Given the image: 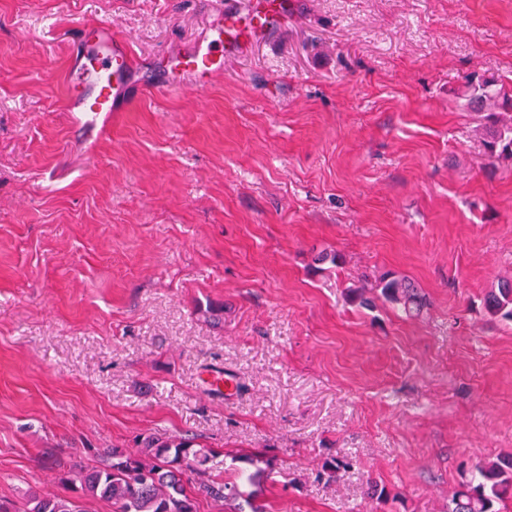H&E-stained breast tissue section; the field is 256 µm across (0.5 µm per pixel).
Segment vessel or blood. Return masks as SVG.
<instances>
[{
  "mask_svg": "<svg viewBox=\"0 0 512 512\" xmlns=\"http://www.w3.org/2000/svg\"><path fill=\"white\" fill-rule=\"evenodd\" d=\"M293 7V0H248L243 6L236 0H209L205 36L170 54L155 74L141 79L142 89L162 96L187 86L206 89L223 73L225 57L266 38ZM71 42L69 77L81 90L68 93V109L79 114L81 125L93 127L124 100L136 66L128 40L107 25L80 29Z\"/></svg>",
  "mask_w": 512,
  "mask_h": 512,
  "instance_id": "b4317fda",
  "label": "vessel or blood"
}]
</instances>
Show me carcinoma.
<instances>
[{"label":"carcinoma","instance_id":"carcinoma-1","mask_svg":"<svg viewBox=\"0 0 512 512\" xmlns=\"http://www.w3.org/2000/svg\"><path fill=\"white\" fill-rule=\"evenodd\" d=\"M468 108L480 114V130L487 154L512 159V90L494 78L471 80L465 92ZM380 299L398 307L410 317L422 314L426 298L411 279L392 272L382 274L371 288H361L351 302L369 309ZM483 307L493 318L512 322V279L503 280L487 292ZM217 454L197 446L193 439L167 432L150 433L128 452L108 448L99 464L70 471L63 484H79L73 495L43 491L26 493L16 503L0 500V512H85V501L99 499L112 503L113 512H197L191 490L208 497L229 512H263L253 494L242 490L243 476L222 479L211 475ZM350 467L345 456L323 466V474L335 481ZM512 497V455L487 464H477L468 480L448 500V512H499L496 505Z\"/></svg>","mask_w":512,"mask_h":512}]
</instances>
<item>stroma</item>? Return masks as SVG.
I'll list each match as a JSON object with an SVG mask.
<instances>
[{
  "mask_svg": "<svg viewBox=\"0 0 512 512\" xmlns=\"http://www.w3.org/2000/svg\"><path fill=\"white\" fill-rule=\"evenodd\" d=\"M205 2L0 0V499L164 430L266 512H448L512 454V323L482 307L512 278V160L463 97L512 84V0H297L205 91L73 123L76 27L150 70ZM386 271L421 317L349 302Z\"/></svg>",
  "mask_w": 512,
  "mask_h": 512,
  "instance_id": "stroma-1",
  "label": "stroma"
}]
</instances>
